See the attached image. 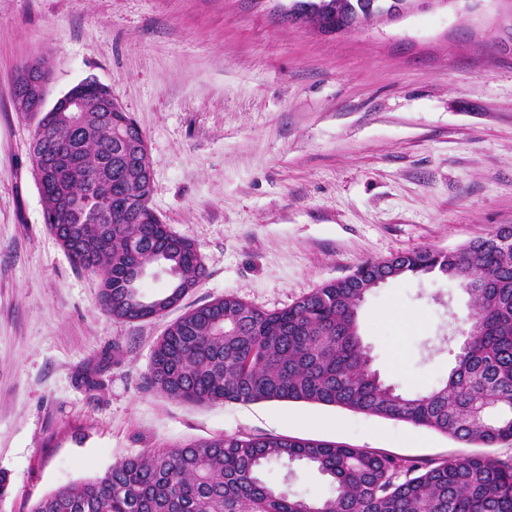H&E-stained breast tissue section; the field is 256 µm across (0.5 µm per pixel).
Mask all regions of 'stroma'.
I'll list each match as a JSON object with an SVG mask.
<instances>
[{"instance_id": "35a3bbf8", "label": "stroma", "mask_w": 512, "mask_h": 512, "mask_svg": "<svg viewBox=\"0 0 512 512\" xmlns=\"http://www.w3.org/2000/svg\"><path fill=\"white\" fill-rule=\"evenodd\" d=\"M289 0H0V512L149 449L229 434L335 441L406 462L512 457L427 427L303 402L191 404L148 381L184 312L233 295L279 310L365 260L452 251L512 224V0H440L326 34ZM53 71L45 103L93 79L145 133L151 203L207 276L178 310L135 323L99 306L43 220L36 119L16 74ZM469 298L446 278L367 294L359 334L403 392L440 385ZM264 480L307 498L330 482L280 463Z\"/></svg>"}]
</instances>
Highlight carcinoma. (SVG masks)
Returning <instances> with one entry per match:
<instances>
[{
    "label": "carcinoma",
    "instance_id": "obj_1",
    "mask_svg": "<svg viewBox=\"0 0 512 512\" xmlns=\"http://www.w3.org/2000/svg\"><path fill=\"white\" fill-rule=\"evenodd\" d=\"M321 8L332 30L357 25L362 0H294ZM125 136L110 112H44L29 148L47 226L73 264L101 277L112 319H150L141 292L125 288L134 267L195 287L207 275L197 246L158 221L153 185L133 156L144 132L127 112ZM394 279L432 272L470 299L458 319L463 342L447 380L425 393L400 392L372 369L358 332L371 288L357 277L322 284L281 310L234 296L195 307L156 341L149 383L187 403L300 401L426 426L493 447L512 442V241L481 237L444 257L430 248L398 260ZM288 461L331 480L307 500L270 487L266 467ZM32 512H512V458L470 456L408 464L338 442L272 435H222L119 460L96 477L40 499Z\"/></svg>",
    "mask_w": 512,
    "mask_h": 512
}]
</instances>
